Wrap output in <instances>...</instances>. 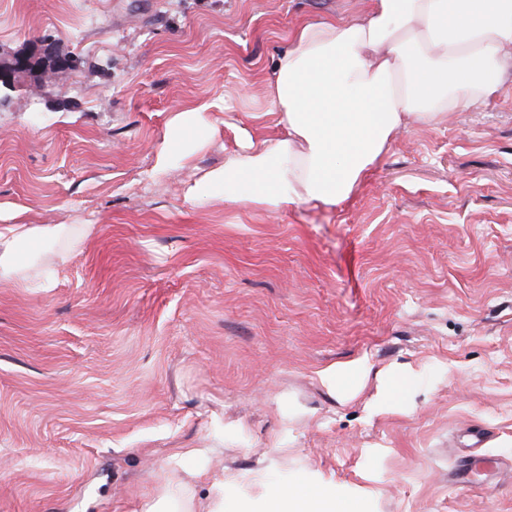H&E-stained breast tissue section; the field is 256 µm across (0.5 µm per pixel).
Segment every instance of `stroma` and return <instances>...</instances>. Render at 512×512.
I'll return each mask as SVG.
<instances>
[{
	"label": "stroma",
	"mask_w": 512,
	"mask_h": 512,
	"mask_svg": "<svg viewBox=\"0 0 512 512\" xmlns=\"http://www.w3.org/2000/svg\"><path fill=\"white\" fill-rule=\"evenodd\" d=\"M368 6L0 0V54L79 61L0 89V208L92 227L43 257L50 287L0 282V512H151L184 482L201 504L221 473L253 495L316 473L359 512H512V101L402 133L335 206L184 198L239 129L279 135L291 33ZM201 106L208 143L154 175ZM359 358L407 374L390 410L376 378L346 402L321 384Z\"/></svg>",
	"instance_id": "1"
}]
</instances>
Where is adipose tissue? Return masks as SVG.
<instances>
[{
	"label": "adipose tissue",
	"mask_w": 512,
	"mask_h": 512,
	"mask_svg": "<svg viewBox=\"0 0 512 512\" xmlns=\"http://www.w3.org/2000/svg\"><path fill=\"white\" fill-rule=\"evenodd\" d=\"M512 88V0H373L370 13L320 20L294 31L268 80L281 114L280 137L244 136L237 153L189 185L200 200L223 188L225 200L273 214L347 200L396 136L427 129ZM172 145L156 165L187 164L213 125L204 109L179 112ZM81 235L58 225L0 224V281L32 280L22 244ZM371 366L358 359L319 371L339 398H353ZM234 478L216 476L204 512H354L340 488L307 475L292 486L268 484L262 495L233 493Z\"/></svg>",
	"instance_id": "1"
}]
</instances>
